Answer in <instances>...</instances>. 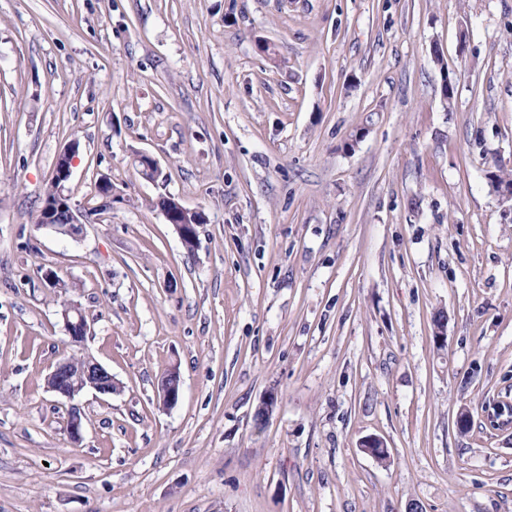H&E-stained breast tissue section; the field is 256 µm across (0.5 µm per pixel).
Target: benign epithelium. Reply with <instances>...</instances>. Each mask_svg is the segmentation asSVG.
Instances as JSON below:
<instances>
[{
  "instance_id": "7a95c632",
  "label": "benign epithelium",
  "mask_w": 512,
  "mask_h": 512,
  "mask_svg": "<svg viewBox=\"0 0 512 512\" xmlns=\"http://www.w3.org/2000/svg\"><path fill=\"white\" fill-rule=\"evenodd\" d=\"M73 157L71 151L66 149L57 157L54 176L62 182H67L71 177ZM45 212V227L59 233L61 229L56 224L58 213L67 214V223L71 224L66 236L77 241L84 236L85 225L81 211L73 205L65 204L61 200L55 204L43 205ZM65 331L70 342L80 345L91 333V328L83 317L80 306L76 303H68L61 310ZM46 387L57 396L70 401L68 408V432L73 443L82 440L84 429V415L74 400L86 392H93L100 396H110L114 391L112 373L91 356H85L81 360L79 368L68 360H60L45 378ZM181 395V377L178 368L170 367L158 381V398L165 408H171L177 404Z\"/></svg>"
}]
</instances>
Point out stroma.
I'll return each mask as SVG.
<instances>
[{
	"label": "stroma",
	"instance_id": "stroma-1",
	"mask_svg": "<svg viewBox=\"0 0 512 512\" xmlns=\"http://www.w3.org/2000/svg\"><path fill=\"white\" fill-rule=\"evenodd\" d=\"M73 140L72 203L112 181L78 241L34 224ZM498 160L512 0H0V512H512ZM164 196L204 212L194 251ZM78 350L115 390L75 444L45 377ZM435 62L440 65L441 71V100L443 105L451 111L454 108L455 104V93H456V82L457 75L454 73H449L447 66L442 62V57L440 51H434L433 53ZM61 317L70 342L81 345L91 333V328L84 319L80 306L77 303H67L61 310ZM181 395V377L176 366L170 367L158 381V398L165 408L177 404Z\"/></svg>",
	"mask_w": 512,
	"mask_h": 512
}]
</instances>
